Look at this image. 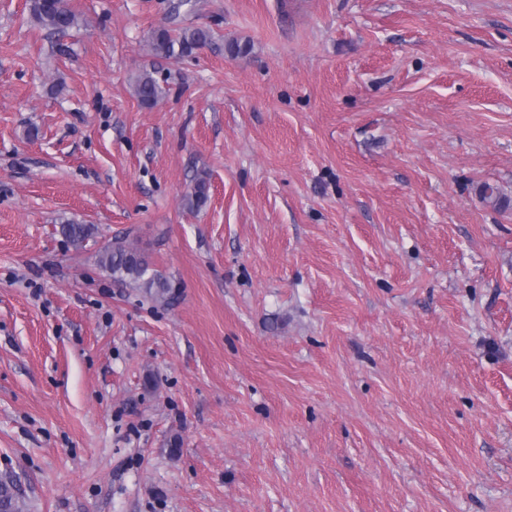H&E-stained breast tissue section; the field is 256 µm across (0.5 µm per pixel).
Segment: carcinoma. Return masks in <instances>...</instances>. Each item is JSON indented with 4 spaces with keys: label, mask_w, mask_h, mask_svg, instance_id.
I'll return each mask as SVG.
<instances>
[{
    "label": "carcinoma",
    "mask_w": 512,
    "mask_h": 512,
    "mask_svg": "<svg viewBox=\"0 0 512 512\" xmlns=\"http://www.w3.org/2000/svg\"><path fill=\"white\" fill-rule=\"evenodd\" d=\"M31 16L53 33H64L77 24L69 0H29ZM214 32L207 25H191L177 31L157 28L149 36L152 54L162 58H189L210 46ZM134 95L145 107H153L163 98L164 88L151 72L141 73L133 86ZM209 198V182L205 173L196 176L192 191L185 198L189 210H199ZM59 232L74 247L81 248L92 237L88 224L68 221ZM99 263L112 273V280L141 289L152 302L172 305L178 298L179 285L173 279L150 271L144 253L124 237H115L102 248ZM0 512H23V502L14 479H0Z\"/></svg>",
    "instance_id": "1"
}]
</instances>
